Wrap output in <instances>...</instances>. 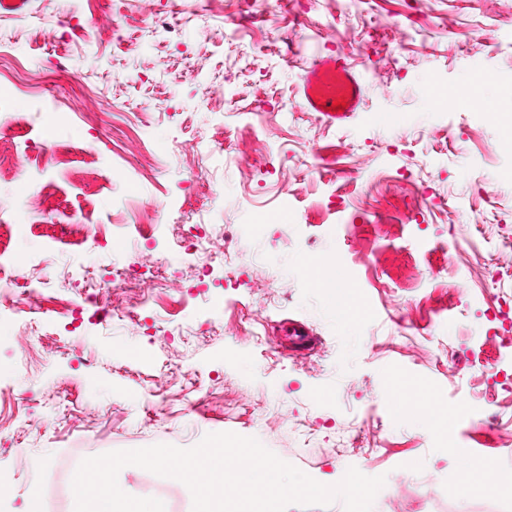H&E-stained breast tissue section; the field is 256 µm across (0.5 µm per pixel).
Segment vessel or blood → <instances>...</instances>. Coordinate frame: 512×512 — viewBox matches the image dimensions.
Instances as JSON below:
<instances>
[{"mask_svg": "<svg viewBox=\"0 0 512 512\" xmlns=\"http://www.w3.org/2000/svg\"><path fill=\"white\" fill-rule=\"evenodd\" d=\"M362 99L363 87L352 69L335 56L320 57L305 74L303 103L308 111L344 118Z\"/></svg>", "mask_w": 512, "mask_h": 512, "instance_id": "1", "label": "vessel or blood"}]
</instances>
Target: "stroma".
<instances>
[{
    "mask_svg": "<svg viewBox=\"0 0 512 512\" xmlns=\"http://www.w3.org/2000/svg\"><path fill=\"white\" fill-rule=\"evenodd\" d=\"M153 4L155 14L178 12L176 31L156 26L141 0H31L30 14L48 19L40 32L27 16L7 18L28 36L0 42V132L11 144L0 154V254L27 251L26 276L48 285L43 313H0V484L9 488L0 512H22L33 485L7 475L17 453L46 467L74 451L189 448L218 432L257 438L320 482L352 466L385 476L372 512H512L504 488L465 500L456 485L461 465L492 476L512 465V390L502 383L512 342L500 336L512 331V274L482 248L512 240V154L501 150L512 128V0ZM229 15L241 20L231 47L215 36ZM187 51L200 74L180 76ZM334 53L364 88L359 112L343 121L301 100L306 70ZM88 55L111 71L112 87L86 72ZM479 70L495 76L484 94L496 118L432 107V85L451 97ZM211 82L223 83V97H202ZM160 91L168 112L145 117ZM103 97L111 110L87 120ZM95 138L99 154L85 157ZM134 138L149 174L127 161ZM176 140L212 146L199 158L201 182H188ZM27 179L51 191L42 216L21 227L13 216ZM487 182L496 196L482 194ZM281 211L287 221H271ZM181 212L223 240V260L180 247ZM79 213L99 221V246L78 242ZM307 255L334 263L365 316L338 319L332 287L301 273ZM128 266L141 287L117 289L113 305L139 292L151 304L115 322L86 302L74 273L106 284ZM286 321L306 325L314 347L289 352ZM162 326L172 335L159 342ZM21 330L30 338L22 352ZM396 374L453 408L455 455L405 417L412 393L391 391ZM190 377L202 382L191 394ZM52 386L96 412L19 432ZM157 387L165 411L152 419L146 393ZM347 431L362 434V448L345 447ZM119 478L185 512L184 486L138 470Z\"/></svg>",
    "mask_w": 512,
    "mask_h": 512,
    "instance_id": "stroma-1",
    "label": "stroma"
}]
</instances>
